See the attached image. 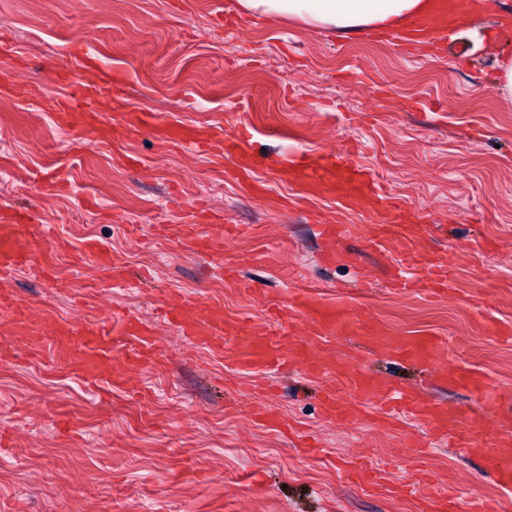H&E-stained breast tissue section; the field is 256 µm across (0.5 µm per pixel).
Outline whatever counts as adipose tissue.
<instances>
[{"instance_id":"obj_1","label":"adipose tissue","mask_w":512,"mask_h":512,"mask_svg":"<svg viewBox=\"0 0 512 512\" xmlns=\"http://www.w3.org/2000/svg\"><path fill=\"white\" fill-rule=\"evenodd\" d=\"M237 5L250 16L289 18L342 36L401 31L433 8L432 0H237Z\"/></svg>"}]
</instances>
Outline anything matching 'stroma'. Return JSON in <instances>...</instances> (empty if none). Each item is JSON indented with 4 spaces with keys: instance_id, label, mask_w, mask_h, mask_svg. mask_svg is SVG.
Listing matches in <instances>:
<instances>
[{
    "instance_id": "1",
    "label": "stroma",
    "mask_w": 512,
    "mask_h": 512,
    "mask_svg": "<svg viewBox=\"0 0 512 512\" xmlns=\"http://www.w3.org/2000/svg\"><path fill=\"white\" fill-rule=\"evenodd\" d=\"M235 0H0V57L30 91L0 93V206L27 209L28 237L52 254L55 280L22 268L0 273V287L35 301L48 319L132 313L154 325L159 354L128 372L103 397L49 358L0 359V507L8 512H421L420 499L392 487L419 475L512 512V491L486 473L480 446L465 450L428 432L411 417L389 428L379 408L352 424L327 418L330 388L357 397L341 375L315 379L288 369L277 376L245 373L187 343L176 325L158 318L156 296L180 301L194 293L221 299L224 315L275 333L269 314L289 288L316 286L326 297L349 294L394 336H441L448 356L496 382L512 385V340H492L480 326L474 297L512 324V106L494 88L496 66L480 39L492 21L449 30L431 52L358 34L342 38L288 19L223 17ZM123 71L134 108L160 121L199 130L244 133L269 159H307L323 151L353 154L375 180L421 211L428 233L396 247L367 249L371 214L337 210L277 181L269 167L257 178L287 208L252 196L189 146L161 147L145 129L121 133L112 148L94 133L77 134L53 120L66 88L59 72L77 71L84 57ZM253 104L244 125L242 100ZM61 174L65 186L46 182ZM205 182L224 194L201 192ZM207 210L190 223L194 207ZM353 225L338 248L346 261L319 259L322 224ZM52 224L56 236L39 238ZM168 225L160 233L159 225ZM228 227L224 256L249 257L242 269L252 290L228 287L215 262L194 254L188 240ZM122 258L133 286L117 289L103 261L85 258V240ZM425 245L456 258L446 296L427 302L386 286L390 264ZM374 376L457 407L466 390L431 385L421 366L378 353ZM264 402L321 448L294 447L278 429L254 423ZM66 414L71 436L59 432ZM424 448L409 455L401 431ZM390 463L388 482L352 479L348 464Z\"/></svg>"
}]
</instances>
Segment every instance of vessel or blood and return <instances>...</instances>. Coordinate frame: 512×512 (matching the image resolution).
Listing matches in <instances>:
<instances>
[{
	"instance_id": "1",
	"label": "vessel or blood",
	"mask_w": 512,
	"mask_h": 512,
	"mask_svg": "<svg viewBox=\"0 0 512 512\" xmlns=\"http://www.w3.org/2000/svg\"><path fill=\"white\" fill-rule=\"evenodd\" d=\"M432 17L420 21L413 31L422 43L431 45L442 39L449 25L461 17L458 0H437ZM106 84L111 92L113 114L110 124L99 121L85 98L92 80ZM73 94L58 99L54 118L62 127L96 128L103 146L112 144V127L122 124L132 130L147 129L160 145H188L197 152L220 161L230 162L236 178L247 182L251 191L266 196L267 185L256 178L260 165L246 149L243 136L216 132L198 138L193 126L177 121L160 123L156 113L128 107V83L118 70L95 67L89 73L70 78ZM281 182L296 186L307 195L321 196L344 210L366 209L377 215L367 242L380 249L391 247L405 238L416 218V211L401 199L384 190L377 182L344 154L330 152L323 160L303 163L293 159L276 160L271 165ZM29 216L21 210L0 211V272L28 266L36 257L24 238ZM195 253L222 262L224 277L237 280L238 262L223 258V236L195 237L189 242ZM453 260L440 259L420 252L398 265L392 285L398 291L418 298H430L448 288ZM196 315H186L185 305L166 304L164 320L180 327L183 336L200 347L211 349L232 361L239 370L269 374L288 365L301 366L311 376L326 373L330 361L329 347L341 339H371L381 351L402 359H416L429 364L437 379L467 388L471 399L460 412L456 432L448 430L444 406L387 383H376L363 370L362 360L344 362L340 371L347 384L367 403L381 401L396 404L403 413L423 422L432 432L450 435L454 446L467 447L484 437L487 422L512 409V387L493 382L447 357V342L438 336H382L369 316L349 296L326 300L317 291L292 288L287 300L278 305L279 319L301 323L303 333L290 335L288 330L271 334L258 329L236 327L225 335L220 317L222 303L217 299L199 302ZM0 316L6 317L10 335L6 346L12 352L41 356L51 353L54 361L68 368L86 384L104 390L121 387L128 369L150 363L157 354V339L151 327L131 313H113L108 319H70L45 322L31 301L22 299L6 288L0 289ZM485 466L498 484L512 488V435L502 434L486 453ZM402 491L422 497L434 512H492L488 501L463 495L456 488L431 494L427 483L415 481L401 486Z\"/></svg>"
}]
</instances>
